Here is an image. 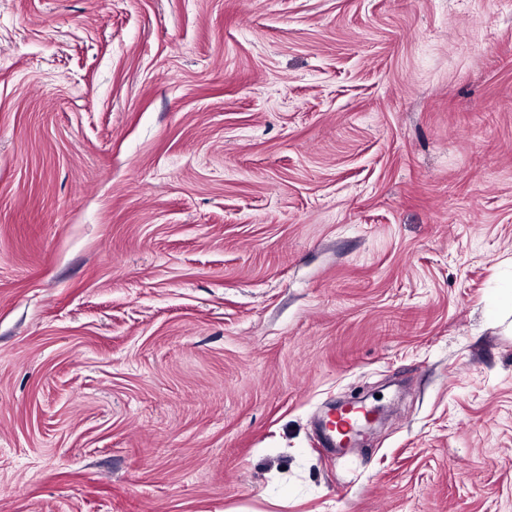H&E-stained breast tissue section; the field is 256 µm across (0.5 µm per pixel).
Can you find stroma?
I'll use <instances>...</instances> for the list:
<instances>
[{"instance_id":"obj_1","label":"stroma","mask_w":512,"mask_h":512,"mask_svg":"<svg viewBox=\"0 0 512 512\" xmlns=\"http://www.w3.org/2000/svg\"><path fill=\"white\" fill-rule=\"evenodd\" d=\"M509 284L512 0H0V512H512Z\"/></svg>"}]
</instances>
